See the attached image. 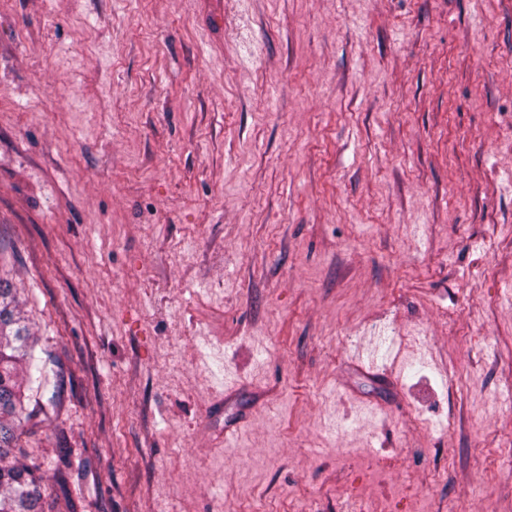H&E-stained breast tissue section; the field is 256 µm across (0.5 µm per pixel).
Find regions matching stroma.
Here are the masks:
<instances>
[{
  "instance_id": "1",
  "label": "stroma",
  "mask_w": 512,
  "mask_h": 512,
  "mask_svg": "<svg viewBox=\"0 0 512 512\" xmlns=\"http://www.w3.org/2000/svg\"><path fill=\"white\" fill-rule=\"evenodd\" d=\"M0 270L45 512H512V0H0Z\"/></svg>"
}]
</instances>
